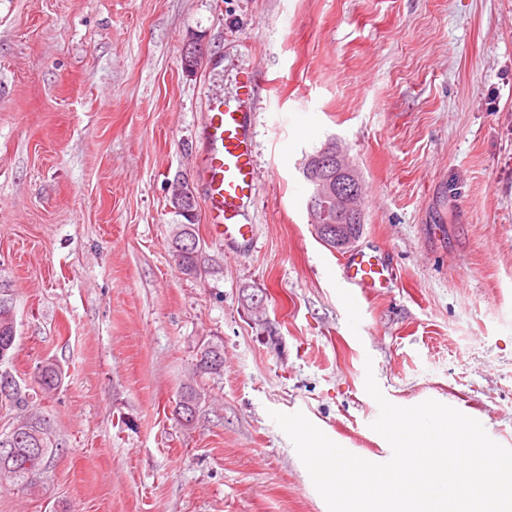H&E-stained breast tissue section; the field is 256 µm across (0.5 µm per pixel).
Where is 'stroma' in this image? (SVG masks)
<instances>
[{
  "mask_svg": "<svg viewBox=\"0 0 512 512\" xmlns=\"http://www.w3.org/2000/svg\"><path fill=\"white\" fill-rule=\"evenodd\" d=\"M255 70L259 235L239 253L207 229L200 121ZM331 138L368 197L359 242L393 270L366 299L306 209L301 164ZM178 179L197 277L170 248ZM0 296V367L61 442L31 487L0 482V512H328L271 414L370 458L369 373L512 449V0H0ZM209 342L224 372L193 376ZM17 326L12 303L0 297V363L9 357L15 348ZM37 383L44 393L55 391L61 384L62 371L54 362L44 363L38 370ZM186 390L181 395L177 404L176 414L183 424H191L196 416V409L199 402V394L191 387H185Z\"/></svg>",
  "mask_w": 512,
  "mask_h": 512,
  "instance_id": "stroma-1",
  "label": "stroma"
}]
</instances>
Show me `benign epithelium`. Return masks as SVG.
<instances>
[{
    "label": "benign epithelium",
    "mask_w": 512,
    "mask_h": 512,
    "mask_svg": "<svg viewBox=\"0 0 512 512\" xmlns=\"http://www.w3.org/2000/svg\"><path fill=\"white\" fill-rule=\"evenodd\" d=\"M303 177L307 181L310 193L308 208L321 200L336 202L335 217L329 226L317 225V231L329 233L336 231V239L342 248L349 247L355 237L344 235L341 225L362 224L364 214L356 205L355 198L362 180L356 167L341 158L339 149L331 146L312 157L303 168ZM195 195L190 184H180L176 187L172 204L191 217L195 212Z\"/></svg>",
    "instance_id": "1"
}]
</instances>
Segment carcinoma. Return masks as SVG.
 I'll use <instances>...</instances> for the list:
<instances>
[{"mask_svg": "<svg viewBox=\"0 0 512 512\" xmlns=\"http://www.w3.org/2000/svg\"><path fill=\"white\" fill-rule=\"evenodd\" d=\"M199 243L196 224H175L172 226L171 244L178 269L189 277L200 274L197 267ZM17 335L16 317L12 303L0 297V362L9 357L15 348ZM195 372L199 375H219L224 368L223 346L206 343L200 350ZM62 371L54 362L44 363L38 370L37 383L45 393L55 391L61 384ZM6 402L18 410L10 431L0 433V478L27 488L33 478L39 475L53 459L59 448L56 429L51 418L44 414L28 412V398L20 384L8 372L0 373V403ZM199 396L195 389L188 387L181 395L176 414L185 424L196 416Z\"/></svg>", "mask_w": 512, "mask_h": 512, "instance_id": "obj_1", "label": "carcinoma"}]
</instances>
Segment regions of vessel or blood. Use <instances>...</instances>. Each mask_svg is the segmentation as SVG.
<instances>
[{"label": "vessel or blood", "mask_w": 512, "mask_h": 512, "mask_svg": "<svg viewBox=\"0 0 512 512\" xmlns=\"http://www.w3.org/2000/svg\"><path fill=\"white\" fill-rule=\"evenodd\" d=\"M240 89L236 104L216 100L207 109L203 128L207 147L200 171L211 234L226 247L242 250L251 246L256 236V227L247 215L259 180L252 154V116L259 101L252 76H244ZM341 267L349 287L365 298L390 281L387 266L372 251L352 250Z\"/></svg>", "instance_id": "vessel-or-blood-1"}]
</instances>
